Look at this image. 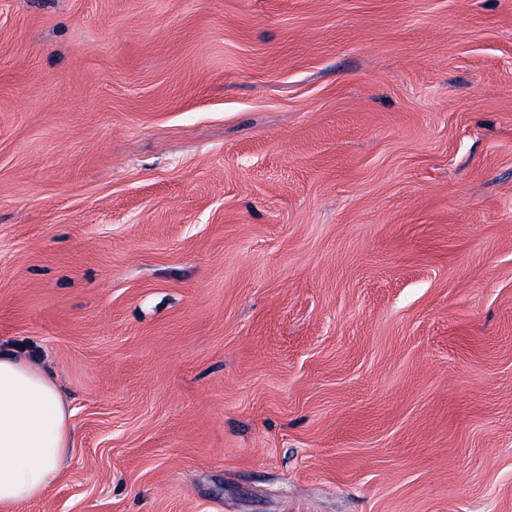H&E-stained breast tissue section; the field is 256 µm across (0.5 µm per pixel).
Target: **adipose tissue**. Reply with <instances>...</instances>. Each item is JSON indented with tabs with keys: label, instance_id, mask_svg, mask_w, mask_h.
I'll return each instance as SVG.
<instances>
[{
	"label": "adipose tissue",
	"instance_id": "ef3b65f1",
	"mask_svg": "<svg viewBox=\"0 0 512 512\" xmlns=\"http://www.w3.org/2000/svg\"><path fill=\"white\" fill-rule=\"evenodd\" d=\"M71 416L39 364L0 353V512L58 481L73 446Z\"/></svg>",
	"mask_w": 512,
	"mask_h": 512
}]
</instances>
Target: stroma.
I'll list each match as a JSON object with an SVG mask.
<instances>
[{
    "label": "stroma",
    "mask_w": 512,
    "mask_h": 512,
    "mask_svg": "<svg viewBox=\"0 0 512 512\" xmlns=\"http://www.w3.org/2000/svg\"><path fill=\"white\" fill-rule=\"evenodd\" d=\"M0 350L14 512H512V0H0ZM71 416L39 364L0 353V509L38 499L58 481L73 448Z\"/></svg>",
    "instance_id": "1"
}]
</instances>
